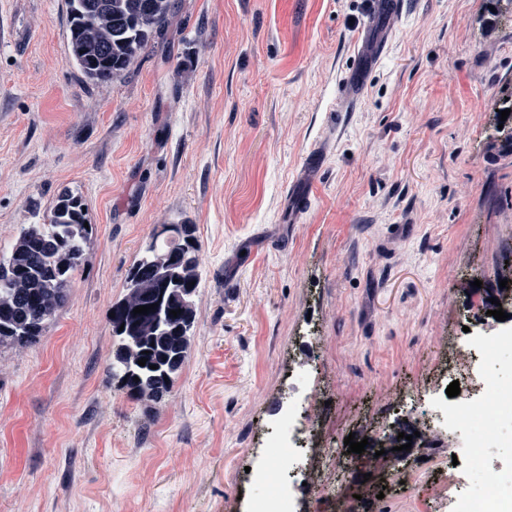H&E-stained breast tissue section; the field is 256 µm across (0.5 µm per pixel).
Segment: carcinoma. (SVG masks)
I'll return each instance as SVG.
<instances>
[{"mask_svg": "<svg viewBox=\"0 0 512 512\" xmlns=\"http://www.w3.org/2000/svg\"><path fill=\"white\" fill-rule=\"evenodd\" d=\"M69 47L84 78L106 85L127 71L164 29L172 15L171 0H67ZM85 204L69 192L61 194L46 224L21 229L11 250L0 255V347L36 342L67 303L74 273L80 268L92 227ZM199 245L195 225H185V238L171 240L165 231L129 270L125 293L111 307L109 318L116 349L112 375L139 401H161L172 392L184 364L196 319L194 296L199 281ZM178 280L168 289L161 309L133 314L150 305L145 295L165 287V278ZM181 310L177 315L172 310ZM134 316L136 328L120 330ZM146 359L141 366L138 360Z\"/></svg>", "mask_w": 512, "mask_h": 512, "instance_id": "carcinoma-1", "label": "carcinoma"}]
</instances>
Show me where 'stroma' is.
Returning a JSON list of instances; mask_svg holds the SVG:
<instances>
[{"label":"stroma","mask_w":512,"mask_h":512,"mask_svg":"<svg viewBox=\"0 0 512 512\" xmlns=\"http://www.w3.org/2000/svg\"><path fill=\"white\" fill-rule=\"evenodd\" d=\"M355 111L335 114L367 0H174L112 83H84L66 0H0V253L82 196L93 226L70 297L39 340L0 350V512H249L289 383L309 376L327 443L418 419L473 299L512 263V16L490 0H400ZM326 156L309 170L313 149ZM308 187L289 216V188ZM195 225L201 282L170 395L132 399L109 323L154 232ZM447 434L372 451L318 480L337 512H423L474 475Z\"/></svg>","instance_id":"stroma-1"}]
</instances>
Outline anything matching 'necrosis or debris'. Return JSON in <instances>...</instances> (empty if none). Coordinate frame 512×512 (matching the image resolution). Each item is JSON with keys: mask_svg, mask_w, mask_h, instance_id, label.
<instances>
[{"mask_svg": "<svg viewBox=\"0 0 512 512\" xmlns=\"http://www.w3.org/2000/svg\"><path fill=\"white\" fill-rule=\"evenodd\" d=\"M460 350L472 365L448 370L459 383V395L436 392L424 398L421 414L454 438L458 461L479 473L489 449L512 447V326L496 325L491 335L468 332ZM311 395L309 380L298 378L295 396L279 416L273 450L251 473L252 482L265 489L253 499L251 512H311L310 499L297 497L293 481L317 446L313 426L299 411ZM449 506L451 512H512V467L451 496Z\"/></svg>", "mask_w": 512, "mask_h": 512, "instance_id": "4bbe7bcc", "label": "necrosis or debris"}]
</instances>
